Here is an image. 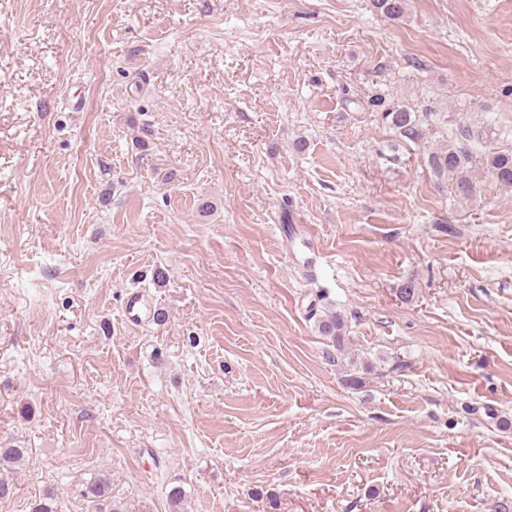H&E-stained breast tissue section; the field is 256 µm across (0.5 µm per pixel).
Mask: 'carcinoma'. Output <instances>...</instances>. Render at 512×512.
Masks as SVG:
<instances>
[{"mask_svg":"<svg viewBox=\"0 0 512 512\" xmlns=\"http://www.w3.org/2000/svg\"><path fill=\"white\" fill-rule=\"evenodd\" d=\"M374 7L390 19L403 17L406 0H373ZM382 119L388 127L401 139L417 144L424 138L423 119L404 105H390L381 112ZM473 133L467 127L458 128V135L431 151L428 154V165L433 173L442 178L451 179L455 191L464 197L472 195L476 190L472 171L476 164H481L501 184L512 186V153L488 152L481 159H476L470 148ZM320 335L330 339L336 350L344 345L347 324L344 317L337 311L327 310L317 319ZM28 449L15 448L11 445H0V470L10 471L24 463ZM83 496L92 504L95 512H118L112 505L110 496V478L106 474L96 476L88 482ZM32 512H59V497L56 491L48 488Z\"/></svg>","mask_w":512,"mask_h":512,"instance_id":"obj_1","label":"carcinoma"}]
</instances>
